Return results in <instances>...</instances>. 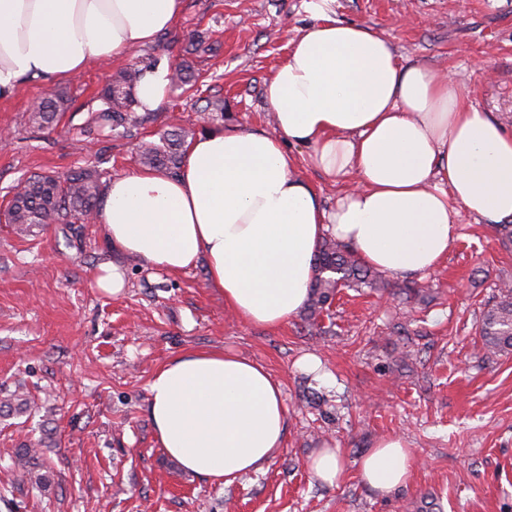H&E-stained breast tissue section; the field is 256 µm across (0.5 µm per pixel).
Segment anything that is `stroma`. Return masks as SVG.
I'll return each mask as SVG.
<instances>
[{"label": "stroma", "instance_id": "1", "mask_svg": "<svg viewBox=\"0 0 512 512\" xmlns=\"http://www.w3.org/2000/svg\"><path fill=\"white\" fill-rule=\"evenodd\" d=\"M304 0H184L177 23L130 58L92 62L61 82H23L0 101V206L41 174L99 170L103 180L137 166L135 144L199 128L198 103L218 95L224 120L270 131L263 85L310 18ZM336 17L383 34L398 57L454 73L476 105L512 127V0H336ZM189 60L197 77L171 89L138 127L99 132L93 117L111 75L132 64ZM64 99L56 128L32 125L34 101ZM298 171L332 208L349 182ZM447 258L381 291L342 289L329 316L296 314L276 330L236 318L204 266L177 276L127 263V289L98 292L112 258L100 228L0 223V512H512V354L485 355L478 323L512 250L485 220L457 217ZM224 350L257 361L281 383L288 409L282 448L264 470L224 486L187 471L160 448L148 383L173 354ZM315 354L336 377L323 387L299 359ZM26 410H18L19 399ZM403 436L416 467L407 485L380 495L357 476L360 457ZM325 443L341 450L346 478L319 483L306 460ZM36 448L45 485L16 480V454Z\"/></svg>", "mask_w": 512, "mask_h": 512}]
</instances>
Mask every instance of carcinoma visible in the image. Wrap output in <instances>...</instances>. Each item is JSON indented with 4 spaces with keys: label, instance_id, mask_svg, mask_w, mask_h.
I'll list each match as a JSON object with an SVG mask.
<instances>
[{
    "label": "carcinoma",
    "instance_id": "1",
    "mask_svg": "<svg viewBox=\"0 0 512 512\" xmlns=\"http://www.w3.org/2000/svg\"><path fill=\"white\" fill-rule=\"evenodd\" d=\"M147 66H135L111 78L101 93L104 108L94 120L101 129L141 124L146 116L135 112L138 102L134 87ZM195 79L191 65L178 66L170 73L171 84L186 86ZM61 100L45 97L31 112L30 120L38 127H49L57 119ZM188 138L185 130L169 133L160 142L143 141L138 145L141 162L149 167L163 168L171 174L179 171ZM102 186L97 171L81 169L59 177L38 175L29 179L13 197L6 212V223L20 224L27 229L41 224H84L96 218ZM316 276L310 286L305 309L308 319L315 321L329 313L342 288H379L387 286L383 273L366 265L348 245L332 238L324 239L315 257ZM480 336L491 354L512 352V288L501 289L497 300L483 312ZM22 477L41 486L46 475L40 473L32 449L17 453Z\"/></svg>",
    "mask_w": 512,
    "mask_h": 512
}]
</instances>
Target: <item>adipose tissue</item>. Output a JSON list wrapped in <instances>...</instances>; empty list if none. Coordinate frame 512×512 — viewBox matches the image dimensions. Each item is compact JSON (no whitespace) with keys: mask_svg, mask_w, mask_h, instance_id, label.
<instances>
[{"mask_svg":"<svg viewBox=\"0 0 512 512\" xmlns=\"http://www.w3.org/2000/svg\"><path fill=\"white\" fill-rule=\"evenodd\" d=\"M335 0H305L313 23L264 84L272 132L234 125L192 140L178 175L132 167L106 185L101 235L115 261L95 283L121 295L126 258L207 280L244 322L280 328L303 307L325 236L390 274H425L448 255L459 211L512 218V132L452 74L402 64L371 28L338 20ZM182 0H0V98L123 60L170 29ZM354 186L325 209L288 147ZM161 448L196 476L231 484L263 470L287 426L282 386L264 365L217 350L166 361L148 384ZM414 458L401 437L377 442L359 480L404 486Z\"/></svg>","mask_w":512,"mask_h":512,"instance_id":"obj_1","label":"adipose tissue"}]
</instances>
